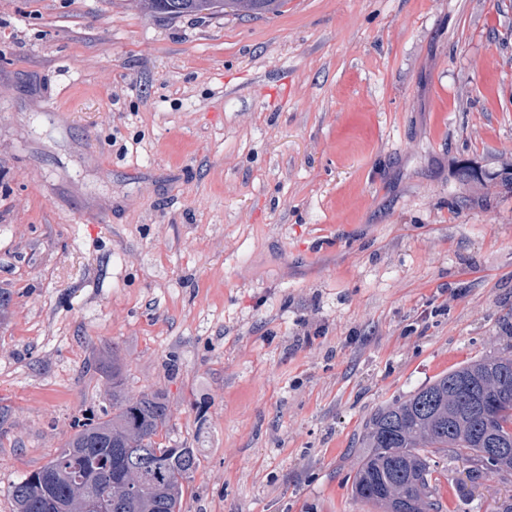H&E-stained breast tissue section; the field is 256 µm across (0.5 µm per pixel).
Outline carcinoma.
Masks as SVG:
<instances>
[{
	"mask_svg": "<svg viewBox=\"0 0 512 512\" xmlns=\"http://www.w3.org/2000/svg\"><path fill=\"white\" fill-rule=\"evenodd\" d=\"M168 17L275 14L285 0H144ZM168 405L155 392L129 395L112 350V411L73 420V435L45 465L13 483L15 512H180L185 483L198 467L192 448L156 441ZM507 452L492 457L488 449ZM363 452L353 459L351 491L377 512H443L436 464L462 466L476 483L512 475V355L460 363L390 404L366 422Z\"/></svg>",
	"mask_w": 512,
	"mask_h": 512,
	"instance_id": "cac0c4a2",
	"label": "carcinoma"
}]
</instances>
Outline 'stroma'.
<instances>
[{
  "label": "stroma",
  "instance_id": "obj_1",
  "mask_svg": "<svg viewBox=\"0 0 512 512\" xmlns=\"http://www.w3.org/2000/svg\"><path fill=\"white\" fill-rule=\"evenodd\" d=\"M0 291V512L116 355L199 458L181 512H375L365 421L512 351V0H0ZM147 8L168 17L223 16L226 9L243 16L275 14L285 0H143Z\"/></svg>",
  "mask_w": 512,
  "mask_h": 512
}]
</instances>
